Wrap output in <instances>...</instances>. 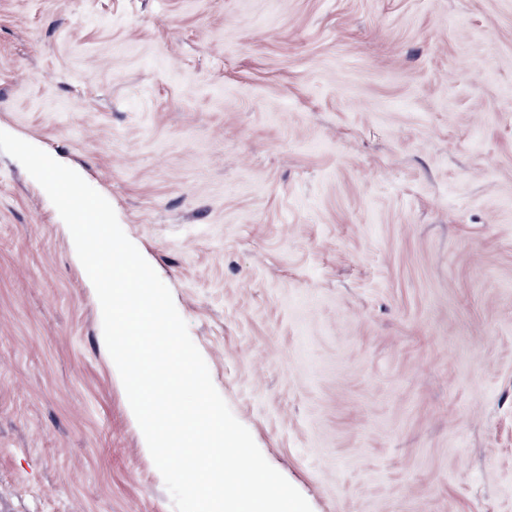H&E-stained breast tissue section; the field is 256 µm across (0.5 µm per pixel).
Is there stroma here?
Here are the masks:
<instances>
[{
	"instance_id": "35a3bbf8",
	"label": "stroma",
	"mask_w": 512,
	"mask_h": 512,
	"mask_svg": "<svg viewBox=\"0 0 512 512\" xmlns=\"http://www.w3.org/2000/svg\"><path fill=\"white\" fill-rule=\"evenodd\" d=\"M0 130L111 203L312 512H512V0H0ZM0 512H173L2 152Z\"/></svg>"
}]
</instances>
